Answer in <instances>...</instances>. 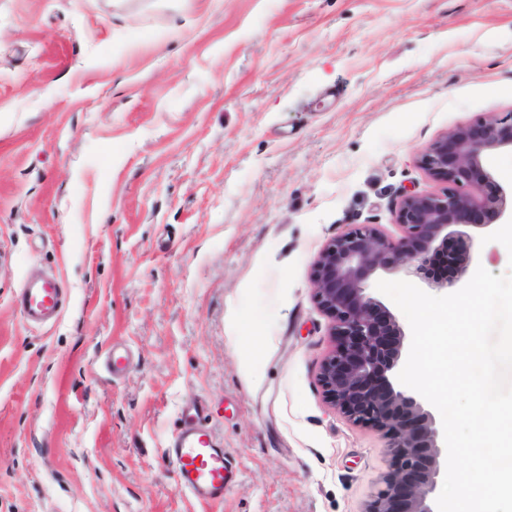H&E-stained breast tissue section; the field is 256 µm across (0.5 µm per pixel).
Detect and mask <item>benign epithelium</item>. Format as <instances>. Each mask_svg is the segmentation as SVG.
<instances>
[{
	"instance_id": "benign-epithelium-1",
	"label": "benign epithelium",
	"mask_w": 512,
	"mask_h": 512,
	"mask_svg": "<svg viewBox=\"0 0 512 512\" xmlns=\"http://www.w3.org/2000/svg\"><path fill=\"white\" fill-rule=\"evenodd\" d=\"M512 147V113L452 130L421 154V166L448 187L439 194H408L396 209L404 235L397 241L370 225L330 240L313 267L314 299L331 321L333 348L318 380L329 402L355 424L387 439L391 465L364 512H433L430 494L440 473V430L421 400L397 390L388 373L400 357L404 333L396 317L366 292L377 271L403 270L430 288H448L472 262L466 242L456 252V276H431L429 261L448 247V227L468 225L476 212L512 214V193L472 194L466 186L495 183L488 152Z\"/></svg>"
}]
</instances>
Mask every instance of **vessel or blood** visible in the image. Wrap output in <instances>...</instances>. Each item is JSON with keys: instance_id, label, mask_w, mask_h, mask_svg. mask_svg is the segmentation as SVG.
<instances>
[{"instance_id": "b4317fda", "label": "vessel or blood", "mask_w": 512, "mask_h": 512, "mask_svg": "<svg viewBox=\"0 0 512 512\" xmlns=\"http://www.w3.org/2000/svg\"><path fill=\"white\" fill-rule=\"evenodd\" d=\"M66 303L63 285L55 274L25 278L17 294L23 319L32 325H48L60 316ZM205 406L192 407L193 416L173 436L167 455L175 468L178 485L199 503L209 505L224 499L229 460L223 442L205 422Z\"/></svg>"}]
</instances>
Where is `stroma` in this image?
<instances>
[{
  "label": "stroma",
  "instance_id": "35a3bbf8",
  "mask_svg": "<svg viewBox=\"0 0 512 512\" xmlns=\"http://www.w3.org/2000/svg\"><path fill=\"white\" fill-rule=\"evenodd\" d=\"M506 112L512 0H0V512H363L386 440L317 380L313 264L399 239L402 196L446 188L421 152ZM500 224L448 239L497 275ZM39 269L69 302L33 328ZM197 402L213 507L166 456ZM66 293L60 278L47 272L37 278L26 277L17 294V307L23 319L32 325H49L60 316Z\"/></svg>",
  "mask_w": 512,
  "mask_h": 512
}]
</instances>
